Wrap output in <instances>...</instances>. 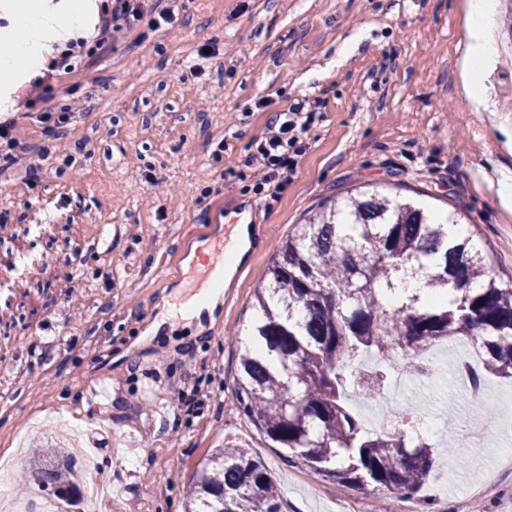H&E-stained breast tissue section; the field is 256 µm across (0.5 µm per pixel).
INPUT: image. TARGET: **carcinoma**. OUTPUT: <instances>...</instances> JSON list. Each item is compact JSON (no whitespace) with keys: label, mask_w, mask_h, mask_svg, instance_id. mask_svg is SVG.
<instances>
[{"label":"carcinoma","mask_w":512,"mask_h":512,"mask_svg":"<svg viewBox=\"0 0 512 512\" xmlns=\"http://www.w3.org/2000/svg\"><path fill=\"white\" fill-rule=\"evenodd\" d=\"M450 217L376 189L349 192L295 225L255 289L257 315L240 359L235 399L271 441L326 480L415 495L439 464L401 414L369 430L353 406L404 373H425L420 355L451 337L481 352L474 381L512 379V284L493 276L492 255L448 234ZM419 276L432 299L388 293ZM377 364L366 371L358 363ZM42 449L23 479L65 499L78 490L67 449ZM187 512H282L271 472L244 448L212 454L193 479Z\"/></svg>","instance_id":"cac0c4a2"}]
</instances>
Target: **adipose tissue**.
<instances>
[{"instance_id": "obj_1", "label": "adipose tissue", "mask_w": 512, "mask_h": 512, "mask_svg": "<svg viewBox=\"0 0 512 512\" xmlns=\"http://www.w3.org/2000/svg\"><path fill=\"white\" fill-rule=\"evenodd\" d=\"M495 9V0H467L469 44L461 90L478 106L483 103L486 65L495 51L489 35ZM0 10L9 19L6 34L11 51L0 57V86L7 88L17 80L37 76L53 44L91 31L96 6L91 0H0Z\"/></svg>"}]
</instances>
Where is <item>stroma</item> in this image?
<instances>
[{
  "label": "stroma",
  "mask_w": 512,
  "mask_h": 512,
  "mask_svg": "<svg viewBox=\"0 0 512 512\" xmlns=\"http://www.w3.org/2000/svg\"><path fill=\"white\" fill-rule=\"evenodd\" d=\"M466 2L174 0L175 27L136 21L77 76L78 131L53 141L18 89L23 149L0 166V454L103 434L97 476L117 490L114 512H185L196 470L227 445L272 472L282 512H512V439L495 431L512 380L487 377L479 402L450 376L427 389L434 413L454 407L441 462L415 497L385 501L288 463L234 395L254 290L327 199L383 187L457 212L512 275V208L496 194L512 175V0L496 5L481 108L461 92ZM261 99L320 102L276 198L247 165L269 119ZM227 201L256 208L245 271L213 312L182 318L224 234L204 218ZM181 394L192 407L173 408Z\"/></svg>",
  "instance_id": "stroma-1"
}]
</instances>
